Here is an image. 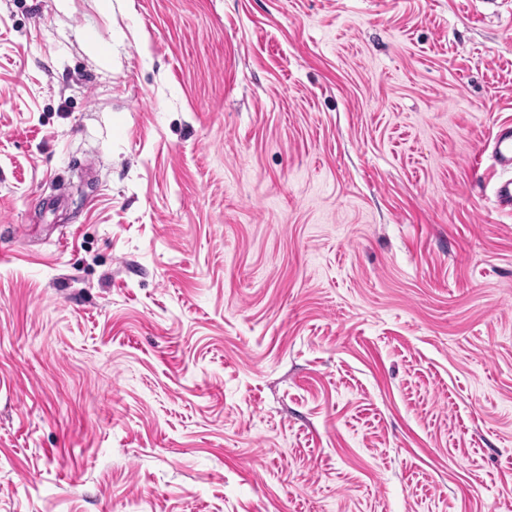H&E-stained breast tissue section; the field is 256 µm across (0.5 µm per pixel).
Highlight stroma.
I'll return each mask as SVG.
<instances>
[{
	"instance_id": "1",
	"label": "stroma",
	"mask_w": 512,
	"mask_h": 512,
	"mask_svg": "<svg viewBox=\"0 0 512 512\" xmlns=\"http://www.w3.org/2000/svg\"><path fill=\"white\" fill-rule=\"evenodd\" d=\"M512 0H0V512H512ZM492 156L501 172H510L496 184L495 197L500 208L512 211V125L501 126L493 139Z\"/></svg>"
}]
</instances>
